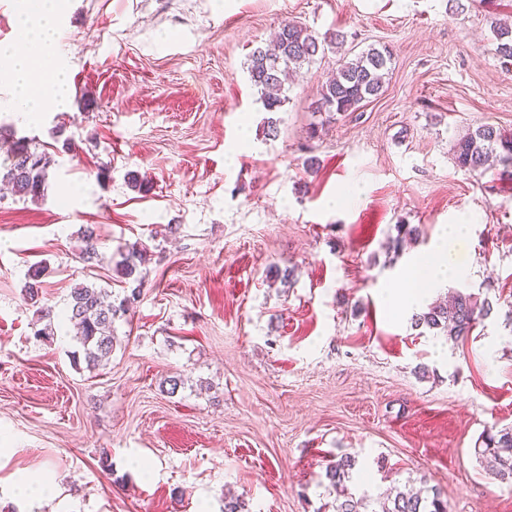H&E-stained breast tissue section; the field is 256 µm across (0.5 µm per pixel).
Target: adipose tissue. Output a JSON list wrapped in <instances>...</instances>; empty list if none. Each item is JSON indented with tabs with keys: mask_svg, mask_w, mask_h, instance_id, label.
<instances>
[{
	"mask_svg": "<svg viewBox=\"0 0 512 512\" xmlns=\"http://www.w3.org/2000/svg\"><path fill=\"white\" fill-rule=\"evenodd\" d=\"M62 0H25L19 24L28 46L24 52L0 46V67L8 69L14 79L9 106L22 120L37 121L41 112L57 106L66 84V69L58 59L59 17ZM462 240L460 227L443 233L431 262L414 263L406 273L402 288L391 289L387 300L391 306L418 303L439 283L461 276L457 248Z\"/></svg>",
	"mask_w": 512,
	"mask_h": 512,
	"instance_id": "1",
	"label": "adipose tissue"
}]
</instances>
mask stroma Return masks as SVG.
Returning a JSON list of instances; mask_svg holds the SVG:
<instances>
[{"label": "stroma", "mask_w": 512, "mask_h": 512, "mask_svg": "<svg viewBox=\"0 0 512 512\" xmlns=\"http://www.w3.org/2000/svg\"><path fill=\"white\" fill-rule=\"evenodd\" d=\"M65 107L0 129L51 158L36 201L0 197V512H334L326 468L373 501L436 489L448 512H512L474 448L512 427V181L456 141L512 132V60L490 22L512 0H63ZM389 47L384 93L318 111L341 49L303 71L267 132L246 72L283 21ZM136 175L144 190L130 186ZM463 224L462 277L385 302ZM92 226L100 259L75 256ZM412 229L402 248L393 242ZM149 248L110 361L88 368L68 321L78 284L125 294L114 255ZM43 264L53 340L23 298ZM291 267L282 284L274 268ZM461 291L492 313L457 342L412 324ZM185 385L168 394L172 376ZM111 470H103L102 460ZM51 481L53 501L27 479Z\"/></svg>", "instance_id": "obj_1"}]
</instances>
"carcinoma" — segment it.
Here are the masks:
<instances>
[{
    "label": "carcinoma",
    "instance_id": "cac0c4a2",
    "mask_svg": "<svg viewBox=\"0 0 512 512\" xmlns=\"http://www.w3.org/2000/svg\"><path fill=\"white\" fill-rule=\"evenodd\" d=\"M498 41L497 51L512 60V23L496 20L491 23ZM344 43L339 33L319 35L297 21H284L275 37L256 47L248 56L247 73L253 87L262 95L264 110L277 113L286 102L282 96L293 72L315 62L333 45ZM392 69V53L387 47L369 46L337 60L336 76L321 86V107L327 112H354L360 105L384 93V78ZM503 166L502 174L512 179V134L491 125L480 126L458 139L454 159L458 167L470 172H484L492 158ZM50 158L44 152L31 150L27 138L9 141L7 157L0 162V177L14 195L36 201L44 195ZM82 246L78 258L91 262L99 256L97 237L91 227L81 232ZM147 260V248L132 245L121 253L117 272L126 280L130 293L119 304L107 301L108 293L94 285L78 284L70 291V320L75 322L77 340L82 346L87 366L96 368L108 361L120 343L115 321L125 315L128 306L141 295L143 276L140 267ZM42 270L35 266L28 272L26 300L38 302ZM492 305L470 294L458 293L446 303H436L415 315L414 324L456 340L470 335L479 320L489 316ZM482 447L475 449L486 473L512 485V429L481 436ZM354 467V459L345 456L326 469L337 499L335 512H448L447 503L435 493L430 497L396 492L376 501L368 509L367 500L354 498L345 479Z\"/></svg>",
    "mask_w": 512,
    "mask_h": 512
}]
</instances>
